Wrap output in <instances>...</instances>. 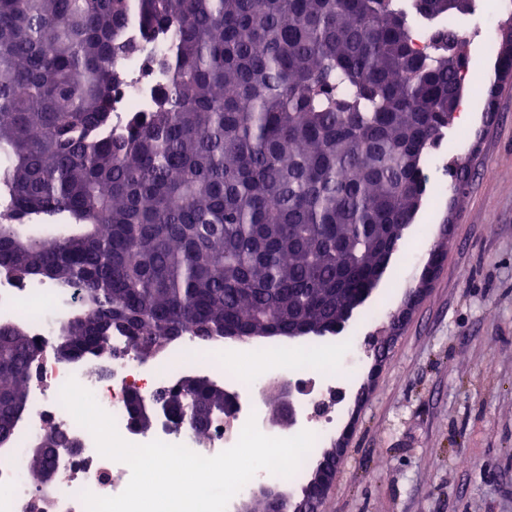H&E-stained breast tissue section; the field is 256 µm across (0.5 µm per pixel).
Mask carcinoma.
I'll list each match as a JSON object with an SVG mask.
<instances>
[{
	"label": "carcinoma",
	"mask_w": 512,
	"mask_h": 512,
	"mask_svg": "<svg viewBox=\"0 0 512 512\" xmlns=\"http://www.w3.org/2000/svg\"><path fill=\"white\" fill-rule=\"evenodd\" d=\"M449 0H0V265L81 304L57 321L78 355L143 357L201 340L288 335L336 318V282L399 246L426 157L462 97ZM434 28L428 64L411 25ZM138 30L140 39L128 38ZM178 41L153 106L112 133L118 57ZM352 241L336 255V234ZM41 343L0 322V447ZM226 393L186 376L164 393L197 437ZM41 483L50 449L35 441ZM270 485L252 512H279Z\"/></svg>",
	"instance_id": "carcinoma-1"
}]
</instances>
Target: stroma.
<instances>
[{"mask_svg":"<svg viewBox=\"0 0 512 512\" xmlns=\"http://www.w3.org/2000/svg\"><path fill=\"white\" fill-rule=\"evenodd\" d=\"M465 26L468 118L444 137L449 160L471 169L464 196L449 209L437 195L447 172L426 169L422 205L372 295L340 336L304 342L340 347L343 363L336 428L348 437L325 512H512V83L487 97L496 0H477ZM444 225L452 242L433 282L390 336L388 315Z\"/></svg>","mask_w":512,"mask_h":512,"instance_id":"35a3bbf8","label":"stroma"}]
</instances>
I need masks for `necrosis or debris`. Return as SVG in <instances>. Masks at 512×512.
<instances>
[{"label":"necrosis or debris","mask_w":512,"mask_h":512,"mask_svg":"<svg viewBox=\"0 0 512 512\" xmlns=\"http://www.w3.org/2000/svg\"><path fill=\"white\" fill-rule=\"evenodd\" d=\"M174 43L172 33H161L136 56L118 60L125 79L112 99L113 131H121L132 113L150 103L152 89L163 77L162 64L169 59ZM53 312L54 301L45 288L18 280L7 268L0 267V321L25 323L35 336L45 337L50 333L48 320ZM188 374L213 378L225 391L237 394L239 409L230 424L212 426L201 439L163 421L144 431L131 428L127 416L131 391H138L142 399L149 400L160 388L173 387ZM34 378L15 442L11 447L0 448V512H28L35 491L28 476L25 449L50 429L78 438L81 451L67 459L62 480L44 512H86L83 491L115 496L126 488L129 467L102 456L91 433L61 405L59 393L68 379H76L93 392L98 404L114 417L119 435L127 442L146 444L158 440L182 444L206 457L234 446L250 416L262 414L267 385L277 381L289 384L309 407L334 398L342 387L339 373L326 369H290L256 362L225 365L222 343L202 345L188 334L156 357L146 359L124 353L113 360L110 373L104 377L94 373L91 363H61L46 351L37 362Z\"/></svg>","instance_id":"obj_1"}]
</instances>
